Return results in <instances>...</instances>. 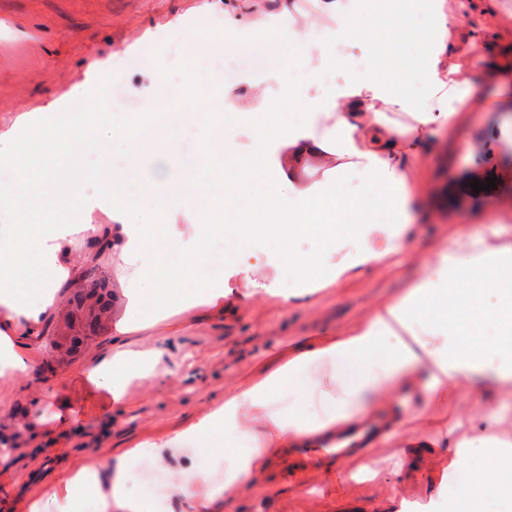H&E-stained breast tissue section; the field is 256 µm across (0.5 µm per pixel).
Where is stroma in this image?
I'll list each match as a JSON object with an SVG mask.
<instances>
[{"mask_svg":"<svg viewBox=\"0 0 512 512\" xmlns=\"http://www.w3.org/2000/svg\"><path fill=\"white\" fill-rule=\"evenodd\" d=\"M0 0V117L24 112L89 110L101 83L109 85V108L118 118L162 108L149 86L153 62L168 64L172 86H184V64L198 77L223 83L214 60L236 54L244 62L238 85L227 98L202 97L201 109L220 112L225 100L249 108L275 100L289 52L288 37L275 26L224 30L226 16L249 21L289 17L295 33L331 34L334 18L321 0ZM451 50L449 63L466 105L449 102L455 117L448 128L427 131L410 154L395 155L411 173L415 217L406 252L387 265L365 271L314 295L311 303L285 302L295 287L288 271L253 274L252 287L233 265L209 261L205 276L224 281L225 312L181 314L179 335L192 356L181 361L176 381L155 387L131 380L121 404L106 389L85 382L81 372L91 357L112 349L110 330L92 344L61 358L49 342L33 351L28 376L0 378V473L10 482L0 489V512H26L29 500L44 496L54 472L81 454L93 464L110 462L144 439H160L204 413L227 389L257 380L263 365L292 348L356 328L371 307L397 300L414 281L436 274L434 255L442 248L467 253L474 237L492 239L497 224L512 225V7L503 0H445ZM424 0L409 13L380 17L362 14L358 39L343 44L341 57L319 51L308 69L330 72L336 83L389 74L395 58L414 54V33L425 16ZM80 98H69L72 88ZM494 178L495 188L473 191V180ZM462 391L438 404L419 422L434 435L453 417L495 394ZM74 421L62 429L57 416ZM446 451L429 457L424 449L388 445L376 455L377 479L347 472L327 477L323 465L305 461L289 448L273 458L259 483L236 491L224 512H385L402 495L404 512H448V483L440 474Z\"/></svg>","mask_w":512,"mask_h":512,"instance_id":"1","label":"stroma"}]
</instances>
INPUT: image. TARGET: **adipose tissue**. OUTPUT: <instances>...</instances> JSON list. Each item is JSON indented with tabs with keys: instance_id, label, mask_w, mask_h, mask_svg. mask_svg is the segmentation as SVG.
Masks as SVG:
<instances>
[{
	"instance_id": "obj_1",
	"label": "adipose tissue",
	"mask_w": 512,
	"mask_h": 512,
	"mask_svg": "<svg viewBox=\"0 0 512 512\" xmlns=\"http://www.w3.org/2000/svg\"><path fill=\"white\" fill-rule=\"evenodd\" d=\"M447 27V15L434 8L411 62V72L425 77L437 102L415 114L422 127L447 123V98L467 100L448 81ZM196 95L188 89L182 103L163 118L146 113L133 123L113 120L104 91L96 111L75 112L63 122L45 123L25 112L12 123H0V168L14 172L12 182H0V196L15 202L9 223L0 225L1 377L29 374L30 352L46 332L64 289L78 286L90 266L112 259L119 262L116 279L125 307L112 319L111 351L91 359L85 374L118 402L128 378L154 386L176 376L165 364L182 350L176 335L155 338L147 348L131 339L151 326L141 317L145 305L167 317L179 281L194 278L199 291L188 309L223 315V283L199 276L215 236L241 244L273 234L292 243L312 240V250L300 254L291 249L273 261L286 266L297 281L284 296L288 302H306L320 289L403 251L409 231V173L393 166L388 156L408 150L412 131L392 128L384 113L354 109L357 99L365 98L410 110L411 101L398 95L393 84L355 78L313 100L307 86L285 85L283 98L309 101L298 123L264 105L253 112L207 114L201 125L202 151L220 169L210 174L200 193L190 194L185 182L191 169L179 163L174 146L187 117L183 103ZM242 124L253 132L246 159L235 145V131ZM31 125L52 143L36 157L18 141L19 129ZM114 140L126 142L132 163L150 158V177L138 180L132 163L107 167L95 195H88L77 174L78 160ZM317 158L331 163L335 173L345 169L347 159H357L368 192L345 198L334 177L308 179L309 163ZM169 212L193 214L194 221L185 227L164 223ZM97 240L105 241V249L90 247L76 256L77 242ZM165 243L183 256L181 265L158 263ZM436 266V277L415 281L351 332L279 362L258 380L225 393L223 401L187 427L163 439L135 443L133 454L146 451L160 462L169 455L184 458L194 482L188 487L171 480L173 494L194 502L199 512H222L225 498L238 487L255 484L283 449L313 448L361 426L397 393L416 399L420 414L480 379L512 386V246L476 238L467 254L440 250ZM424 309L433 311L439 339L418 329L416 316ZM484 320L496 328L492 337L476 331ZM305 372L311 379L300 394L316 412L311 419L284 405L286 388ZM228 433L253 449L219 484L200 465L199 449L223 447ZM90 494L100 498L103 512H152L149 502L128 492L120 456L100 468L82 459L71 461L47 496L29 503L28 512H80Z\"/></svg>"
}]
</instances>
